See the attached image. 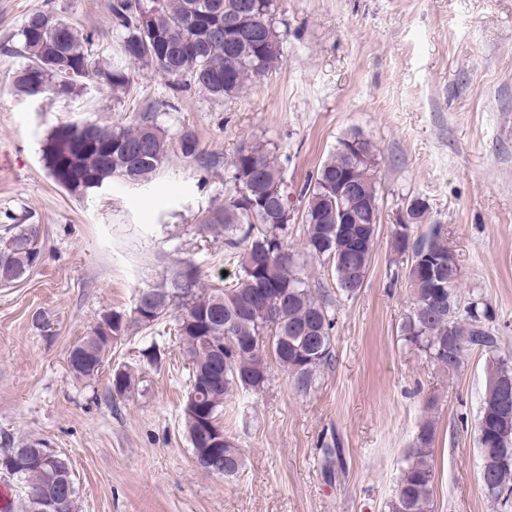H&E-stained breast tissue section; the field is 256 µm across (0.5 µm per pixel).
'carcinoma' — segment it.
<instances>
[{"mask_svg":"<svg viewBox=\"0 0 512 512\" xmlns=\"http://www.w3.org/2000/svg\"><path fill=\"white\" fill-rule=\"evenodd\" d=\"M255 4L247 16L241 5ZM274 0H110L112 28L119 34V55L126 61L153 70L176 91L194 86L215 98L242 92L275 70L282 60L281 34L272 22ZM228 18L238 22L237 41L212 40L208 28ZM62 25L65 40L56 42L53 26ZM19 54L27 64L16 76V87L28 96L45 93L68 95L84 81L112 89L117 101L131 95L132 79L125 69L94 51L95 32L81 28L49 10L26 15L19 30ZM358 152H346V140L309 177L299 192L304 202L303 252L284 243L293 221L288 182L278 160L260 142L241 146L230 160V183L224 201L203 210L199 234L224 233V248L240 252V271L230 284L207 283L201 268L183 261L157 285L142 288L126 314L112 311V337L99 328L79 339L68 351L70 372L77 380L93 379L106 367L108 354L124 344L130 327L149 329L171 317L175 336L190 364L188 395L197 410L184 404L182 421L191 448L200 447L198 434L210 431L222 438L224 476L234 477L243 466L242 453L224 433V404L238 392H256L269 381L272 367L288 374L294 390L308 393L321 369L333 360L332 330L335 314L328 297L313 289L303 256L324 259L336 274L338 292L354 297L362 288L375 250L376 224L381 221L377 148L355 135ZM180 153L186 160L206 166L219 158L206 154L194 131L183 129L172 138L158 123V113L146 106L129 125L107 126L97 122L65 123L56 127L44 149L52 179L77 198H84L114 178L147 182ZM355 163L364 173L369 207L358 213L355 232L364 236L367 248L356 251L336 237V181ZM410 226L394 230L391 251L405 268L412 290V307L402 324L403 340L425 353L431 363L448 372L457 371L465 357L479 351L488 358V373H507L496 387H485L477 430L479 452H497L495 432L500 418L512 421V361L501 357L500 338L485 323L487 307L478 299L461 304L460 281H455L454 308L448 311V293L437 287L421 262L406 263L403 255L441 258L452 252L443 225L410 239ZM43 243L38 224H8L0 237V286L23 281L39 265ZM456 347L448 352V339ZM140 377L126 365L112 368V395L124 398L135 391ZM428 427H422L417 445L407 458L387 512H433L435 471L433 449L428 446ZM32 453L52 452L40 442L21 443L0 454L3 470L22 485L19 512H40V499L61 496L59 512H77L78 487L73 471L64 488L50 483L36 465H19ZM492 499L512 495V456L495 465L483 485Z\"/></svg>","mask_w":512,"mask_h":512,"instance_id":"obj_1","label":"carcinoma"}]
</instances>
